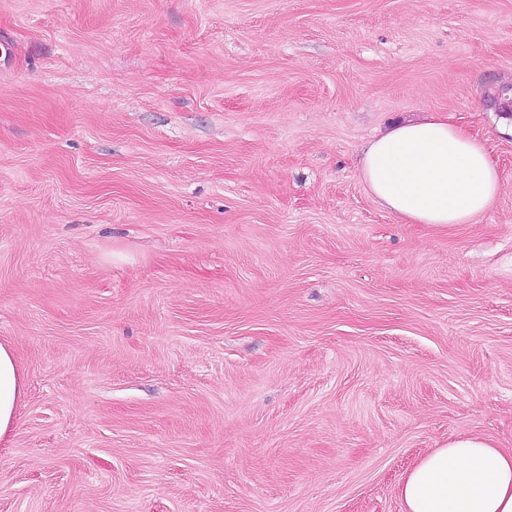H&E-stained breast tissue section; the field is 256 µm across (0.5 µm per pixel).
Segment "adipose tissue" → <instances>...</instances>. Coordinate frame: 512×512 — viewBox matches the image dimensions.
Wrapping results in <instances>:
<instances>
[{"mask_svg":"<svg viewBox=\"0 0 512 512\" xmlns=\"http://www.w3.org/2000/svg\"><path fill=\"white\" fill-rule=\"evenodd\" d=\"M377 203L404 224H470L495 202L501 182L483 141L431 113L393 123L359 161ZM25 375L0 342V443L25 397ZM403 512H512V452L478 436L423 455L398 487Z\"/></svg>","mask_w":512,"mask_h":512,"instance_id":"1","label":"adipose tissue"}]
</instances>
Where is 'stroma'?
Returning <instances> with one entry per match:
<instances>
[{
  "label": "stroma",
  "instance_id": "35a3bbf8",
  "mask_svg": "<svg viewBox=\"0 0 512 512\" xmlns=\"http://www.w3.org/2000/svg\"><path fill=\"white\" fill-rule=\"evenodd\" d=\"M512 0H0V512H402L512 450ZM437 112L501 191L403 224L357 174ZM26 393L25 375L13 349L0 342V443H7L16 426ZM404 512H512V452L478 436L423 455L398 487Z\"/></svg>",
  "mask_w": 512,
  "mask_h": 512
}]
</instances>
